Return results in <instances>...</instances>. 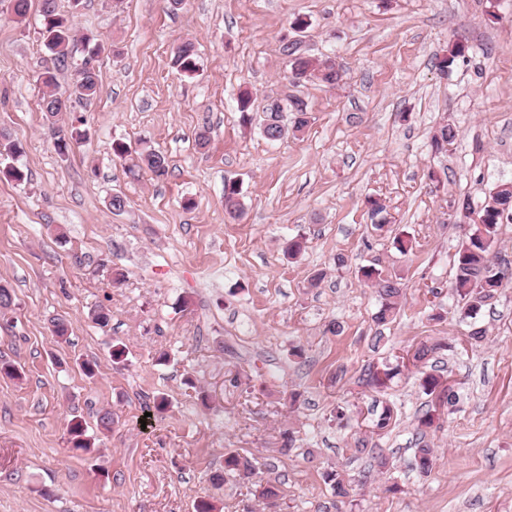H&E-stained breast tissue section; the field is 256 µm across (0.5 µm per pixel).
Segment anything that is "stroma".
<instances>
[{
	"label": "stroma",
	"mask_w": 512,
	"mask_h": 512,
	"mask_svg": "<svg viewBox=\"0 0 512 512\" xmlns=\"http://www.w3.org/2000/svg\"><path fill=\"white\" fill-rule=\"evenodd\" d=\"M56 4L101 50L92 58L75 43L60 87L90 58L99 91L52 123L41 110L40 2L20 22L0 0V131L21 142L26 175L0 178V284L14 299L0 313V361L20 372L0 374V512H195L202 498L242 512L245 487L210 482L236 448L278 487L277 512H512V284L473 317L452 291L462 239L512 181V0ZM299 18L304 51L341 66L336 87L291 83L279 46ZM185 41L197 50L191 74L171 66ZM458 42L465 56L441 71ZM244 89L257 113L271 96L302 99L303 134L270 142L243 123ZM445 122L457 136L439 152L432 136ZM56 125L87 137L59 155ZM117 140L130 155H114ZM146 150L167 156L166 176L135 170ZM228 182L241 188L234 216ZM115 192L124 212L109 207ZM370 195L386 206L387 231L372 226ZM297 236L306 247L288 257ZM365 265L403 290L387 326L374 320ZM56 318L66 339L52 332ZM425 342L443 344L460 401L428 429L434 461L421 473L417 416L429 398L418 369L380 390L359 378ZM386 406L394 420L380 431ZM104 409L108 433L97 427ZM74 418L92 451L70 448ZM360 438L388 469L355 453ZM328 469L349 480L351 503L337 504Z\"/></svg>",
	"instance_id": "1"
}]
</instances>
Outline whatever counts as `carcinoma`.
Segmentation results:
<instances>
[{
	"mask_svg": "<svg viewBox=\"0 0 512 512\" xmlns=\"http://www.w3.org/2000/svg\"><path fill=\"white\" fill-rule=\"evenodd\" d=\"M41 16L43 21L44 46L49 53L50 61L55 65L65 64L70 47L73 46L72 25L68 17L57 11L56 0H42ZM280 53L286 59L292 78L296 82H306L316 79L319 82L334 86L341 80L340 70L336 62L331 58H313L298 53L295 42L283 39L280 45ZM173 67L181 73H192L196 70V49L191 42H184L174 50L172 58ZM46 93L41 100L42 112L48 117H55L67 110V104L71 97L89 99L97 95L99 85L97 73L92 70L80 69L71 87L69 96L58 91L55 70L47 68L43 71ZM296 112L297 117L294 128L300 130L307 126L306 105L299 98L288 95L271 99L263 107V117L259 118V125L268 127L284 137L288 128L282 120V113ZM457 132L451 124H445L436 131L432 137V143L436 150L452 143ZM3 142V150L0 156L6 160L3 173L6 177L21 181L24 179L23 171L12 164L21 153L18 143L6 139L0 134ZM139 168H145L160 177L167 174L169 161L167 157L155 151H145L139 154ZM369 212L374 221V226L383 228L387 223L384 205L375 198H368ZM512 216V188L506 184H499L488 198L485 199L480 210L481 223L475 225L465 236L454 259V294L467 306V315L477 314L485 302L494 297L504 282L512 280V273L506 274V270L492 264L487 259L488 249L484 247L487 241H494L499 224L504 215ZM361 277L372 282L377 288L380 306L376 313V321L384 325L396 312L402 296V289L398 282L391 277H384L381 270L373 265L360 268ZM400 373L399 367H386L382 371L368 370L362 384L366 386L381 387ZM441 375L424 372L420 377V386L427 396L438 394L439 403L431 405V409L419 419V427L430 429L440 420L439 412L445 406L453 407L458 402L454 391L441 390ZM68 442L75 450L88 451L94 447V442L87 436L83 422L74 418L68 428ZM434 449L428 444H423L417 449L415 455L416 468L427 471L432 466ZM256 474V459L248 451H233L224 455V473L215 474L211 482L221 484L225 476L233 475L243 481H251ZM325 481L330 484L336 497L347 499L350 497L349 484L337 472L330 471L325 474Z\"/></svg>",
	"mask_w": 512,
	"mask_h": 512,
	"instance_id": "carcinoma-1",
	"label": "carcinoma"
}]
</instances>
